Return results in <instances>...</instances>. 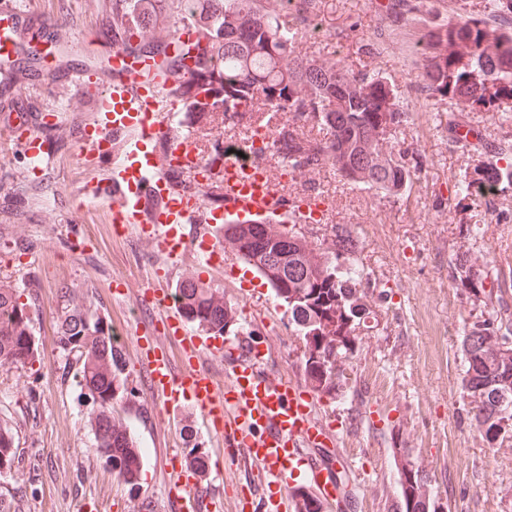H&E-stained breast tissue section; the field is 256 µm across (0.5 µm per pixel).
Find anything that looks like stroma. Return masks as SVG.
Returning <instances> with one entry per match:
<instances>
[{"instance_id": "obj_1", "label": "stroma", "mask_w": 512, "mask_h": 512, "mask_svg": "<svg viewBox=\"0 0 512 512\" xmlns=\"http://www.w3.org/2000/svg\"><path fill=\"white\" fill-rule=\"evenodd\" d=\"M392 2L317 0L314 33L298 45L301 55L328 56L357 72L373 69L394 83L411 114L398 141L416 165L410 186L396 196L350 185L325 169L313 174L308 180L324 193L323 217L312 223L298 213L308 180L275 182L306 239L326 245L333 226L349 231L368 293L344 393L314 397L313 410L338 430L328 465L345 476L353 512H392L396 460L404 453L449 512H512V441L490 446L480 437L462 394L460 351L472 324L512 316V204L489 205L457 190L496 152L512 151V108L464 111L422 91L410 47L424 15L395 22ZM33 6L56 30L44 40L22 39L21 77L0 84V279L30 303L38 355L23 367L0 366V423L18 445L14 469L0 476V498L13 501L12 512H166L171 440L204 449L209 438L191 407L172 425L157 415L137 360L136 339L147 335L150 318L137 295L155 269L170 267L172 289L186 270L202 271L203 261L190 255L170 263L136 229L115 235L107 202L81 205V185L109 173L108 162L85 163L76 139L78 128L95 120L94 107L72 85L45 83L41 74L61 60L94 73L107 68L106 49L89 51L85 40L94 30L111 35L112 0H33ZM49 119L51 158L35 173L14 132ZM462 124L473 129L474 146L460 144ZM464 252L479 259L481 297L450 275ZM214 281L233 311L231 331L264 335L276 363L289 376L302 375V343L263 279L240 261ZM71 300L103 316L123 349L130 375L123 416L144 450L139 493L119 484L98 453L75 357L57 344L59 318Z\"/></svg>"}]
</instances>
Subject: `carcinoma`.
<instances>
[{
  "label": "carcinoma",
  "mask_w": 512,
  "mask_h": 512,
  "mask_svg": "<svg viewBox=\"0 0 512 512\" xmlns=\"http://www.w3.org/2000/svg\"><path fill=\"white\" fill-rule=\"evenodd\" d=\"M314 0H112V32L129 49L151 52L172 38L173 21L195 24L203 52L191 77L178 64L160 66L142 78L161 99L172 98L197 120V129L214 136L207 167L224 161V139L217 132L231 125H256L268 103H282L288 118L275 130L273 143L288 154V167L307 177L330 167L347 182L396 195L412 180L396 132L409 113L399 105L391 82L380 73L354 72L333 59L307 58L295 50L306 27L288 25L291 12ZM446 19L434 15L413 46L417 77L425 91L448 97L463 110L495 111L512 100V25L495 21L512 17V0H486L481 11ZM312 122L322 137L305 129ZM512 189V156L501 151L461 181L467 196L495 200ZM271 234L261 250L250 224L230 219L223 239L273 290L287 307L303 344L306 387L317 396L336 398L346 384L344 365L354 353L356 325L366 314V295L349 272L355 249L351 236L336 233L328 247L306 240L276 216L264 217ZM294 253L284 265L283 249ZM475 262L455 258L454 281L478 295ZM183 315L198 330L225 331L233 318L224 290L200 281L193 270L175 287ZM63 350L77 358L81 387L90 391L88 424L96 448L129 491L139 488L142 449L121 416L128 375L124 354L112 330H104L94 313L72 304L58 325ZM512 325L495 319L469 329L462 340L463 397L473 404L472 420L489 445L512 440ZM37 344L30 305L7 280H0V365L24 366L35 358ZM15 437L0 424V472L12 468ZM400 492L395 512H445L430 493L425 477L409 455L397 467Z\"/></svg>",
  "instance_id": "1"
}]
</instances>
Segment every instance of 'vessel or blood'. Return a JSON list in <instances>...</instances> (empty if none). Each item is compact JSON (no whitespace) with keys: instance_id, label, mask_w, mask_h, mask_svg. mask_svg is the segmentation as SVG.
Wrapping results in <instances>:
<instances>
[{"instance_id":"vessel-or-blood-1","label":"vessel or blood","mask_w":512,"mask_h":512,"mask_svg":"<svg viewBox=\"0 0 512 512\" xmlns=\"http://www.w3.org/2000/svg\"><path fill=\"white\" fill-rule=\"evenodd\" d=\"M54 24L21 7L19 0H0V80L9 81L16 66L19 35L29 29L50 30ZM139 54L122 47L112 51L104 74L58 64L48 80L73 85L97 113L95 122L81 126L78 142L87 162L112 161L109 182H90L82 192L92 201L107 202L116 234L136 228L140 237L171 259L198 252L212 271L224 268V245L212 239L195 246L192 224H221L227 218L250 222L266 214L283 215L279 197L270 189L247 191L228 184L223 207L204 202L188 170L197 159L183 149L172 133L170 115L158 95L140 77ZM168 139L167 151L152 144ZM124 154H117L118 143ZM150 179L133 186L141 165ZM162 274H154L139 295L142 307L157 313L169 344L139 345L138 355L153 397L164 416L174 417L191 405L204 429L218 443L219 455L249 475L248 494L236 502L237 512H288L293 490L310 492L321 504L335 499L336 480L315 457V448H334L333 429L312 413V400L301 383L288 378L271 361V348L253 339H216L189 329L171 295L162 289ZM224 363L223 379L209 369V359ZM215 488L179 484L167 500V512H212Z\"/></svg>"}]
</instances>
